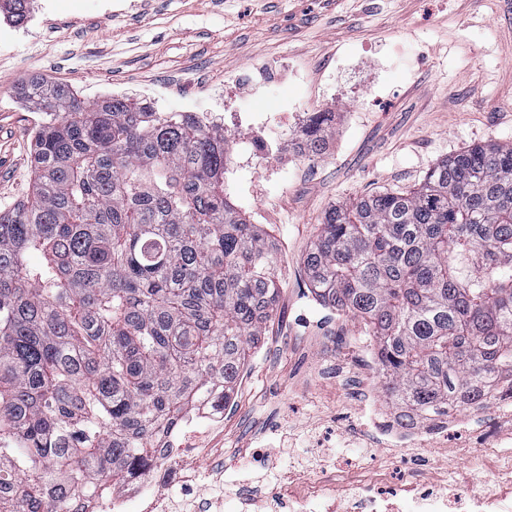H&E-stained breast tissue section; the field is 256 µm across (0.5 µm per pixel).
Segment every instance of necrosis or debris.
I'll use <instances>...</instances> for the list:
<instances>
[{"instance_id": "1", "label": "necrosis or debris", "mask_w": 512, "mask_h": 512, "mask_svg": "<svg viewBox=\"0 0 512 512\" xmlns=\"http://www.w3.org/2000/svg\"><path fill=\"white\" fill-rule=\"evenodd\" d=\"M492 395L501 413L490 425L477 422L484 409L480 403L469 404L464 416L414 425L398 422L377 401H369L368 409L374 432L385 445L423 447L458 431L469 447L493 454L512 440V385L499 384ZM223 421L224 389L216 386L155 438V460L149 472L129 477L119 487L106 484L67 501L62 512H179L184 502L201 494L196 476L183 466L193 450L191 438L197 427L215 429ZM263 512H512V458L500 463L495 481H483L469 489L445 479L391 483L379 476L352 485L333 499L300 497L289 501L272 495L266 499Z\"/></svg>"}]
</instances>
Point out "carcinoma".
Returning <instances> with one entry per match:
<instances>
[{
    "mask_svg": "<svg viewBox=\"0 0 512 512\" xmlns=\"http://www.w3.org/2000/svg\"><path fill=\"white\" fill-rule=\"evenodd\" d=\"M4 2L27 20L29 0ZM17 95L44 118L26 198L0 209V512H56L147 465L200 382L229 402L280 281L274 244L224 194V126L37 76ZM304 116L314 160L334 113ZM304 265L373 336L399 418L512 384V143L338 202Z\"/></svg>",
    "mask_w": 512,
    "mask_h": 512,
    "instance_id": "carcinoma-1",
    "label": "carcinoma"
}]
</instances>
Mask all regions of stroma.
Masks as SVG:
<instances>
[{"label":"stroma","instance_id":"stroma-1","mask_svg":"<svg viewBox=\"0 0 512 512\" xmlns=\"http://www.w3.org/2000/svg\"><path fill=\"white\" fill-rule=\"evenodd\" d=\"M0 18V205L22 198L40 119L18 83L41 76L84 100L122 95L155 111L223 120L267 113L268 151L230 164L224 191L278 246L280 295L246 360L224 424L189 461L209 512L267 497L291 467L323 471L336 495L374 471L403 479L486 476L476 448H390L361 414L380 395L363 323L317 302L303 255L325 212L361 194L419 184L473 144L512 143V0H30ZM355 65L363 93L337 101ZM282 76L266 89L262 75ZM331 109L327 153L293 155L282 112ZM270 464L250 466L254 449Z\"/></svg>","mask_w":512,"mask_h":512}]
</instances>
